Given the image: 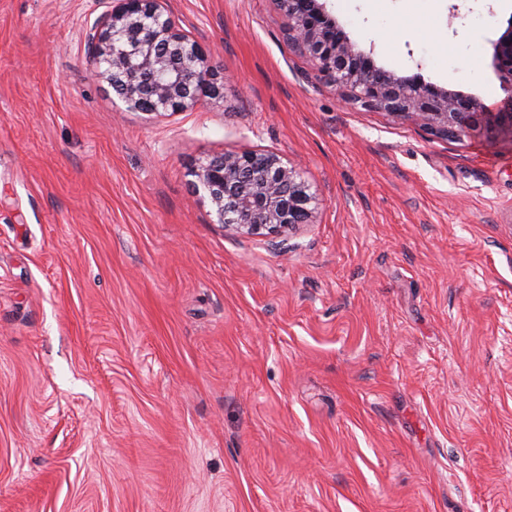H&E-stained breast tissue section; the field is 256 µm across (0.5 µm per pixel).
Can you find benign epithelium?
<instances>
[{
	"label": "benign epithelium",
	"instance_id": "7a95c632",
	"mask_svg": "<svg viewBox=\"0 0 512 512\" xmlns=\"http://www.w3.org/2000/svg\"><path fill=\"white\" fill-rule=\"evenodd\" d=\"M89 36L98 73L129 107L148 114L195 106L204 87L217 89L206 49L177 28L163 0H113ZM288 38L315 70L362 106L410 118L435 137L512 131V17L492 43L491 65L505 92L489 110L462 91L399 76L376 65L336 24L326 0H280ZM217 223L236 233H284L314 218L317 195L300 171L272 152L213 157L192 171Z\"/></svg>",
	"mask_w": 512,
	"mask_h": 512
}]
</instances>
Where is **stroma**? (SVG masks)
I'll use <instances>...</instances> for the list:
<instances>
[{
	"label": "stroma",
	"mask_w": 512,
	"mask_h": 512,
	"mask_svg": "<svg viewBox=\"0 0 512 512\" xmlns=\"http://www.w3.org/2000/svg\"><path fill=\"white\" fill-rule=\"evenodd\" d=\"M164 2L222 88L160 115L94 74L111 0H0V512H512V140L348 103L278 0ZM327 8L500 105L512 0ZM247 150L312 223L218 224L192 172Z\"/></svg>",
	"instance_id": "obj_1"
}]
</instances>
